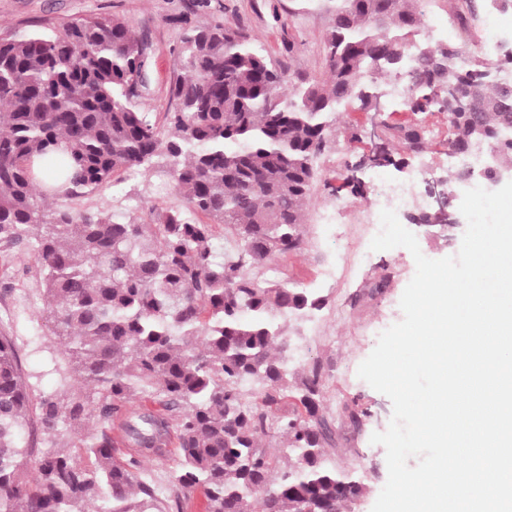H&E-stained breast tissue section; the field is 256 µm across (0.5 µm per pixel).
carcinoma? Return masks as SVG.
Wrapping results in <instances>:
<instances>
[{
    "label": "carcinoma",
    "instance_id": "carcinoma-1",
    "mask_svg": "<svg viewBox=\"0 0 512 512\" xmlns=\"http://www.w3.org/2000/svg\"><path fill=\"white\" fill-rule=\"evenodd\" d=\"M323 12L327 79L277 67L263 47L229 21L180 18L178 53L186 74L170 86L176 111L168 133L137 100L148 90L147 44L116 15L72 20L55 32L0 38V247L34 242L52 333L66 340L83 387L32 403L12 338L0 331V512H165L137 480L143 459L175 428L182 452L173 484L201 491L204 512H342L365 485L328 461L335 426L321 365L302 378L289 369L284 318L319 310L324 299L270 275L269 264L305 245V209L339 108L371 107L379 81L402 82L413 114L448 113L461 149L490 146L512 168V84L490 78L492 58L464 61L446 44L422 39L419 0H303ZM418 123L387 127L368 157L390 148H426ZM166 160L186 207L139 224L112 215L76 216L45 203L78 197L120 170ZM56 179H41V162ZM237 249L216 254L213 225ZM265 391L249 400L244 384ZM148 393L163 407L132 405ZM287 399L302 408L277 413ZM129 452L114 456L106 431L84 438L86 423L112 422ZM68 427L75 452L39 450L36 474L22 468L26 434ZM292 451L277 460L265 440Z\"/></svg>",
    "mask_w": 512,
    "mask_h": 512
}]
</instances>
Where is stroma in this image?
I'll use <instances>...</instances> for the list:
<instances>
[{"mask_svg": "<svg viewBox=\"0 0 512 512\" xmlns=\"http://www.w3.org/2000/svg\"><path fill=\"white\" fill-rule=\"evenodd\" d=\"M186 0H0V34L17 29H60L75 18L113 14L128 19L137 37L149 45L150 91L140 102L144 111L163 118L174 111L171 82L183 72L177 48L183 34L178 16ZM199 18H222L257 37L270 59L282 67L313 79L325 75L322 43L328 20L298 0H210ZM383 82L376 109L342 106L328 148L317 160L318 176L311 189L306 213V244L301 252L278 256L273 275L286 283L318 293L325 305L311 320L289 323L297 369L320 363L324 394L331 408L356 402L367 409L361 429L336 423L338 445L329 459L355 472L366 485L365 494L349 512H371L388 479L386 450L372 443L374 433L385 431L393 414L391 400L358 376L360 364L375 348L380 334L403 318L402 294L416 271L411 252L403 247L374 251L371 226L365 214L366 199L353 194L345 183L349 163L371 155L377 139L371 119L388 124L421 122L432 132L429 144L418 152L404 146L394 151L391 165L365 167L358 176L378 191L381 182L397 183L415 176L418 203L428 199L429 182L447 179L456 168V154L448 146L452 130L444 112L412 115ZM181 197L160 166L147 171L126 170L88 195L58 199V206L74 214L108 212L141 224L153 223L157 213L180 205ZM422 254L430 259L456 255L465 225L448 230L414 224L410 227ZM388 274L389 288L372 291L374 280ZM0 328L12 336L32 399L77 389L79 381L69 366L64 345L51 332L44 311L42 285L31 243L0 249ZM180 458L176 439H169L162 455L147 460L141 481L154 487L167 512H203V496L177 492L171 474Z\"/></svg>", "mask_w": 512, "mask_h": 512, "instance_id": "stroma-1", "label": "stroma"}]
</instances>
